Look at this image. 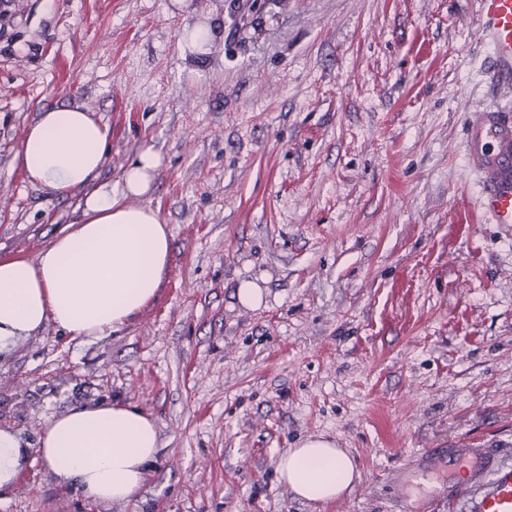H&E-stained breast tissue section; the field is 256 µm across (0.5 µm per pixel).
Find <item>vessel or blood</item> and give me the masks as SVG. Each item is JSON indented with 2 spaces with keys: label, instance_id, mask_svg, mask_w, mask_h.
<instances>
[{
  "label": "vessel or blood",
  "instance_id": "1",
  "mask_svg": "<svg viewBox=\"0 0 512 512\" xmlns=\"http://www.w3.org/2000/svg\"><path fill=\"white\" fill-rule=\"evenodd\" d=\"M482 37L497 84L512 86V0H479ZM469 152L484 179L478 197L482 215L493 224L512 226V110L481 112L470 122ZM449 461L470 463L469 478L449 484L443 496H471L470 512H512V465L498 463L486 448H451Z\"/></svg>",
  "mask_w": 512,
  "mask_h": 512
}]
</instances>
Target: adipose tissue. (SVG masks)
Instances as JSON below:
<instances>
[{"mask_svg": "<svg viewBox=\"0 0 512 512\" xmlns=\"http://www.w3.org/2000/svg\"><path fill=\"white\" fill-rule=\"evenodd\" d=\"M105 125L80 107L46 109L28 127L15 161L30 184L59 197L84 194L81 214L36 258H0V353L46 325L74 337L121 329L157 295L171 233L158 210L141 205L161 164L152 149L124 169L120 190L100 182L109 155ZM160 448L155 420L131 403L76 405L47 419L36 443L0 428V497L32 458L57 483L97 502L132 499ZM280 482L314 505L342 497L359 478L353 458L323 437L288 449Z\"/></svg>", "mask_w": 512, "mask_h": 512, "instance_id": "obj_1", "label": "adipose tissue"}]
</instances>
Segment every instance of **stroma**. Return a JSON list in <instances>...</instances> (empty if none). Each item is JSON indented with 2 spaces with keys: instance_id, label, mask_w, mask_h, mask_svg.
<instances>
[{
  "instance_id": "1",
  "label": "stroma",
  "mask_w": 512,
  "mask_h": 512,
  "mask_svg": "<svg viewBox=\"0 0 512 512\" xmlns=\"http://www.w3.org/2000/svg\"><path fill=\"white\" fill-rule=\"evenodd\" d=\"M191 27L215 36L188 47ZM490 69L478 0H14L0 256L35 258L77 220L14 160L39 112L76 104L110 130L100 182L159 153L144 202L172 248L118 332L49 324L0 354V426L27 441L77 404L151 415L142 488L99 503L37 461L0 512H423L448 463L423 485L412 454L512 459V227L483 222L467 158L468 118L512 100ZM317 436L360 479L311 506L276 467Z\"/></svg>"
}]
</instances>
